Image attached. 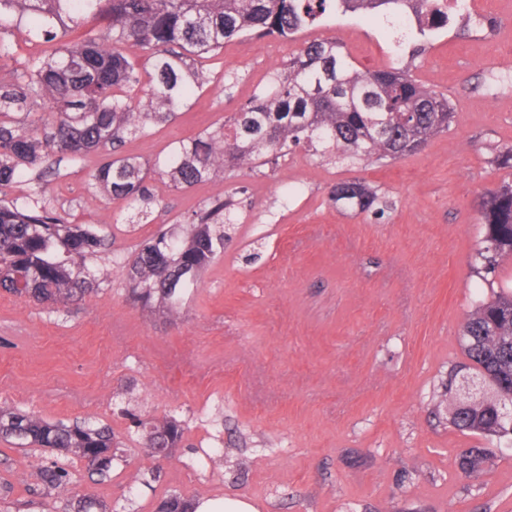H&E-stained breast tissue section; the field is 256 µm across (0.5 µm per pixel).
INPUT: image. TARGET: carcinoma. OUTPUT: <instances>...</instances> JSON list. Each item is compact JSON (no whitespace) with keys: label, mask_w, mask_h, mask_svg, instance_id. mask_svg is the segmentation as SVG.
I'll return each mask as SVG.
<instances>
[{"label":"carcinoma","mask_w":512,"mask_h":512,"mask_svg":"<svg viewBox=\"0 0 512 512\" xmlns=\"http://www.w3.org/2000/svg\"><path fill=\"white\" fill-rule=\"evenodd\" d=\"M441 0H0V57L3 35L25 30L43 39L51 52L21 72L0 76V190L14 184L52 154L80 158L112 146V157L93 174L96 186L112 200H127L124 223L148 219L156 205L146 184L149 173L175 189L212 181L233 169H258L278 163L303 145L323 161L396 160L420 150L448 131L454 112L448 99L412 79L409 69L375 72L357 69L338 41H311L253 100L227 121L171 148L163 165L149 166L119 153L126 141L172 120L196 90L208 82L197 59L224 49L238 36L274 35L288 39L313 25L328 10L389 17L393 43L401 46L409 20L418 40L448 24ZM106 13L108 25L79 47L61 44L69 24ZM152 59L140 71L129 51ZM142 91L138 103L128 92ZM54 119L35 123L33 112ZM334 203L378 215L384 201L362 182H341ZM235 203L219 193L195 213L184 230H162L153 242L127 259L126 287L142 307L179 314L185 294L202 273L224 255L235 224ZM486 233L473 269L492 273L512 256V183L504 181L479 197ZM108 239L82 224H68L38 199L19 207L0 203V290L52 309L85 298L99 275L86 258L106 249ZM491 295L480 298L460 326V346L468 369L488 381L495 397L507 401L512 384V289L488 281ZM451 425L464 434L512 442V423L500 419L488 401L455 411ZM140 438L152 456L173 448L184 433L173 415L140 423ZM0 438L18 445L72 455L107 475L116 447L110 428L77 422H49L0 404ZM492 448L461 454V469L485 467ZM45 487L64 486L65 470L41 469ZM193 502L168 496L159 512H190ZM59 512H108L89 494L67 498Z\"/></svg>","instance_id":"obj_1"}]
</instances>
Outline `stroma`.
I'll use <instances>...</instances> for the list:
<instances>
[{
    "instance_id": "1",
    "label": "stroma",
    "mask_w": 512,
    "mask_h": 512,
    "mask_svg": "<svg viewBox=\"0 0 512 512\" xmlns=\"http://www.w3.org/2000/svg\"><path fill=\"white\" fill-rule=\"evenodd\" d=\"M493 2L451 15L421 53L412 38L388 52L386 23L360 14L289 40L236 38L202 59L209 81L174 120L123 148L154 163L173 142L223 123L307 42L335 40L361 71L406 67L448 98L454 123L417 153L341 166L299 147L190 189L152 175L159 203L133 228L91 179L101 151L50 156L47 174L27 172L0 193L9 202L42 190L70 223L110 242L88 259L98 291L68 309L0 292V404L109 426L120 455L102 478L79 459L0 440V512H57L62 492H45L39 478L51 463L66 470V491L90 492L110 512H157L173 493L234 496L259 512H512V448L481 478L465 477L461 450L484 440L451 426L448 394L450 373L467 362L460 325L488 293L472 271L485 234L477 198L512 181L493 162L512 147V0ZM5 40L0 74L46 51L24 32ZM355 179L391 200L383 216L334 204L333 186ZM221 192L238 200V221L179 319L133 303L127 253L188 224ZM169 413L185 432L158 462L134 421ZM155 466L153 487L133 484Z\"/></svg>"
}]
</instances>
